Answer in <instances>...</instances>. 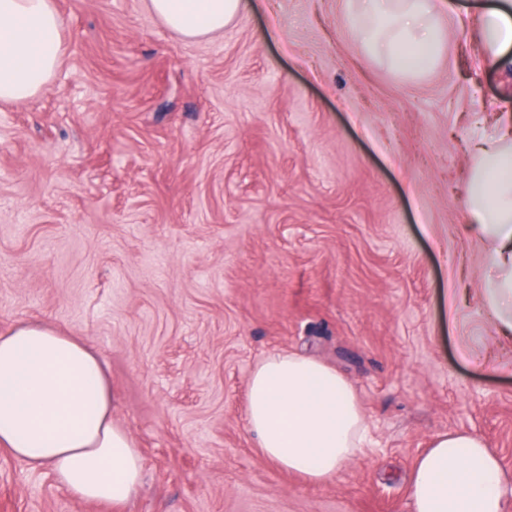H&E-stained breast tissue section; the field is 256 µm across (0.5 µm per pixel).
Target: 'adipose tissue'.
<instances>
[{
  "label": "adipose tissue",
  "mask_w": 512,
  "mask_h": 512,
  "mask_svg": "<svg viewBox=\"0 0 512 512\" xmlns=\"http://www.w3.org/2000/svg\"><path fill=\"white\" fill-rule=\"evenodd\" d=\"M364 50L405 75L443 57L455 0H347ZM172 31L200 38L247 13L251 0H149ZM63 20L54 0H0V101L35 96L62 60ZM488 62H512V0L479 13ZM485 137L464 188L467 222L487 243L484 302L502 333L512 332V113ZM247 420L263 455L278 468L320 484L364 451L363 408L348 381L321 361L278 352L263 358L247 385ZM0 448L87 502L121 504L143 479L133 437L112 421V390L81 341L22 322L0 333ZM512 473L478 435H437L416 460L413 512H506Z\"/></svg>",
  "instance_id": "adipose-tissue-1"
}]
</instances>
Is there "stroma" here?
Returning a JSON list of instances; mask_svg holds the SVG:
<instances>
[{
	"label": "stroma",
	"instance_id": "35a3bbf8",
	"mask_svg": "<svg viewBox=\"0 0 512 512\" xmlns=\"http://www.w3.org/2000/svg\"><path fill=\"white\" fill-rule=\"evenodd\" d=\"M409 80L363 49L345 0H255L187 39L147 0H55L63 64L0 102V332L48 324L106 369L144 479L87 503L0 451V512H412L440 433L512 470V340L465 226L469 141L512 110L478 7ZM341 373L370 443L312 484L246 422L255 365Z\"/></svg>",
	"mask_w": 512,
	"mask_h": 512
}]
</instances>
